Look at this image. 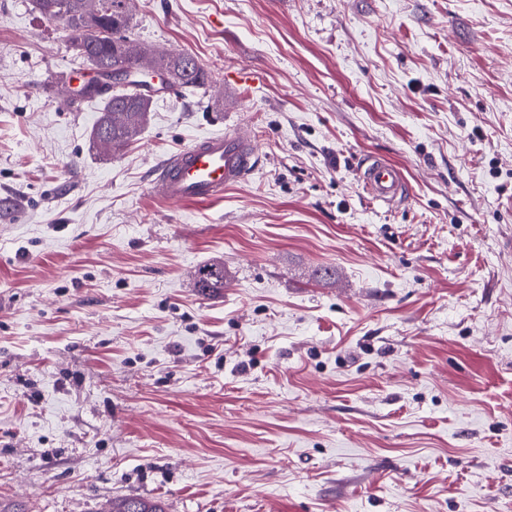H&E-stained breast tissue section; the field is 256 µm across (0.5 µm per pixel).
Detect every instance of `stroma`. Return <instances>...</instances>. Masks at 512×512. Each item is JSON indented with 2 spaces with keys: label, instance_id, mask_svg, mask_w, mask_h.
I'll list each match as a JSON object with an SVG mask.
<instances>
[{
  "label": "stroma",
  "instance_id": "35a3bbf8",
  "mask_svg": "<svg viewBox=\"0 0 512 512\" xmlns=\"http://www.w3.org/2000/svg\"><path fill=\"white\" fill-rule=\"evenodd\" d=\"M131 10L214 87L112 154L103 98L49 93L92 67L0 0V512H512V0ZM212 132L257 168L160 202ZM371 156L404 201L366 198ZM358 179L369 198L380 204L391 205L404 194L406 182L402 169L382 159L365 160ZM195 283L202 291H209L224 286V264L209 263L198 268L195 273ZM104 512H165L162 503L153 498L124 496L112 500V508Z\"/></svg>",
  "mask_w": 512,
  "mask_h": 512
}]
</instances>
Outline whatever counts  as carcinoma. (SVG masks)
Returning a JSON list of instances; mask_svg holds the SVG:
<instances>
[{
    "mask_svg": "<svg viewBox=\"0 0 512 512\" xmlns=\"http://www.w3.org/2000/svg\"><path fill=\"white\" fill-rule=\"evenodd\" d=\"M42 18L62 27L66 41L79 33L91 16L99 18L107 35L91 42L82 58L97 69L120 68L128 71L166 63L175 73L170 87L185 85L206 90L213 84L210 72L194 57L179 54L164 58L147 50L131 38L132 14L126 0H34ZM101 116L93 132V142L119 153L137 140L148 121L149 111L143 94L133 90H116L108 86ZM198 288L208 291L224 287V264L209 263L195 273ZM108 512H165L162 503L153 498L124 496L112 501Z\"/></svg>",
    "mask_w": 512,
    "mask_h": 512,
    "instance_id": "carcinoma-1",
    "label": "carcinoma"
}]
</instances>
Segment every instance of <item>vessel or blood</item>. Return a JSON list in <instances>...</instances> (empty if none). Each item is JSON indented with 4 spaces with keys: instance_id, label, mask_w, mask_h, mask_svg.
I'll return each mask as SVG.
<instances>
[{
    "instance_id": "b4317fda",
    "label": "vessel or blood",
    "mask_w": 512,
    "mask_h": 512,
    "mask_svg": "<svg viewBox=\"0 0 512 512\" xmlns=\"http://www.w3.org/2000/svg\"><path fill=\"white\" fill-rule=\"evenodd\" d=\"M256 160L254 147L243 137L216 134L198 138L161 163L154 172L153 189L167 202L217 200L223 197L225 187L254 171ZM358 179L369 198L380 204H393L404 194L402 169L382 159L365 161Z\"/></svg>"
}]
</instances>
